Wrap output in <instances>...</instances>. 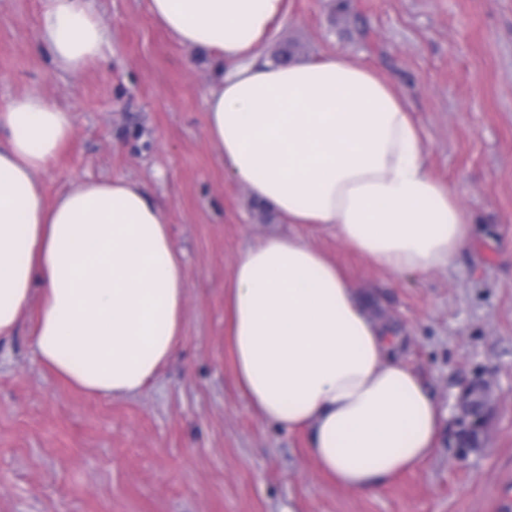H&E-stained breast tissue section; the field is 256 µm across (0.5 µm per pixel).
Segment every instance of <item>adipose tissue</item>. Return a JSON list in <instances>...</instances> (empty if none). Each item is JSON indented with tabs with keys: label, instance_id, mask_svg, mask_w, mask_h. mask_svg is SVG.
I'll return each mask as SVG.
<instances>
[{
	"label": "adipose tissue",
	"instance_id": "adipose-tissue-1",
	"mask_svg": "<svg viewBox=\"0 0 512 512\" xmlns=\"http://www.w3.org/2000/svg\"><path fill=\"white\" fill-rule=\"evenodd\" d=\"M147 3L180 45L214 55L206 133L227 171L298 228L235 258L224 309L239 388L264 420L306 432L310 456L343 488L368 493L414 470L435 449L441 413L370 303L304 234L331 232L394 273H428L470 246V214L429 172L405 96L336 54L262 59L285 0ZM39 39L67 73L109 46L89 0H45ZM0 128V337L36 307L41 367L91 397L138 394L183 332L186 267L166 210L123 177L46 200L37 174L73 119L39 91L0 104Z\"/></svg>",
	"mask_w": 512,
	"mask_h": 512
}]
</instances>
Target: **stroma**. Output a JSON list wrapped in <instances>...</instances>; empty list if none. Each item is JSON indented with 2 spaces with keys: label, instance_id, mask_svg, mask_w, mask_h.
Listing matches in <instances>:
<instances>
[{
  "label": "stroma",
  "instance_id": "stroma-1",
  "mask_svg": "<svg viewBox=\"0 0 512 512\" xmlns=\"http://www.w3.org/2000/svg\"><path fill=\"white\" fill-rule=\"evenodd\" d=\"M109 32L95 66L54 70L43 0H0V102L29 90L67 108L73 134L39 172L47 200L81 180L145 183L187 271L178 356L134 397L90 398L39 366L33 316L0 339V512H500L512 498V0H288L264 47L335 53L405 95L430 173L453 187L473 239L448 266L392 273L307 230L398 337L443 423L433 456L369 493L337 486L309 437L248 405L225 335L236 254L288 234L230 177L205 134L213 61L181 46L146 0H93ZM496 382L485 447L456 439L454 404Z\"/></svg>",
  "mask_w": 512,
  "mask_h": 512
}]
</instances>
